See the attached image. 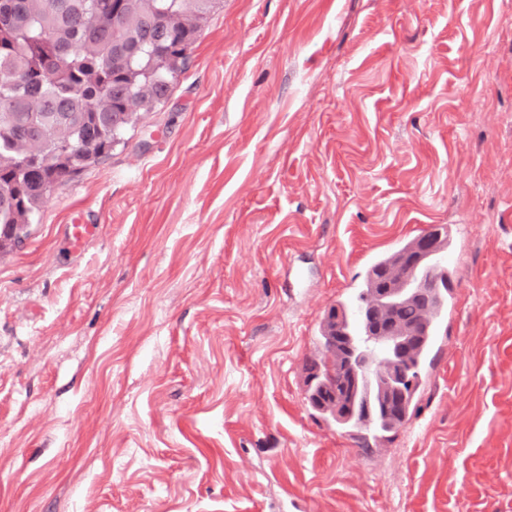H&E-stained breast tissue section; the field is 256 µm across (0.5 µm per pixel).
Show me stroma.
<instances>
[{
  "instance_id": "1",
  "label": "stroma",
  "mask_w": 512,
  "mask_h": 512,
  "mask_svg": "<svg viewBox=\"0 0 512 512\" xmlns=\"http://www.w3.org/2000/svg\"><path fill=\"white\" fill-rule=\"evenodd\" d=\"M433 226L439 351L364 447L305 367ZM0 512H512V0H217L0 250Z\"/></svg>"
}]
</instances>
